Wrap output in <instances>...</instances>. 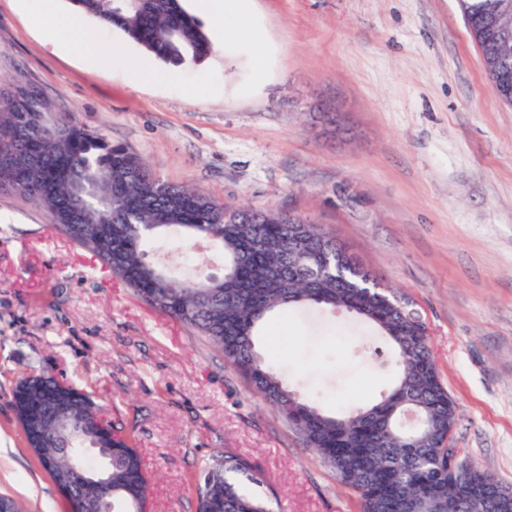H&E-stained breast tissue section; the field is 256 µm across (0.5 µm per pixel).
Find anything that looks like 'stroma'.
<instances>
[{"label": "stroma", "instance_id": "35a3bbf8", "mask_svg": "<svg viewBox=\"0 0 512 512\" xmlns=\"http://www.w3.org/2000/svg\"><path fill=\"white\" fill-rule=\"evenodd\" d=\"M256 62L212 42L176 83L134 84L49 43L0 0V89L126 147L162 179L231 206L325 225L413 302L457 407L453 445L512 486V104L480 64L458 0H253ZM44 210L0 191V494L67 512L11 408L16 379L66 372L132 429L153 512H195L192 477L230 452L273 512H360L221 352L149 308ZM268 362L324 410L378 400L394 367L350 315L271 318Z\"/></svg>", "mask_w": 512, "mask_h": 512}]
</instances>
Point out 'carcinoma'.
Masks as SVG:
<instances>
[{"label":"carcinoma","instance_id":"obj_1","mask_svg":"<svg viewBox=\"0 0 512 512\" xmlns=\"http://www.w3.org/2000/svg\"><path fill=\"white\" fill-rule=\"evenodd\" d=\"M100 23L121 30L168 65L198 62L210 50L201 23L182 0H72ZM481 64L502 100L512 103V42L491 30L512 25L496 0H459ZM36 87L20 94L17 106L0 105V189L49 212L54 229L96 258L150 308L207 338L335 473L358 493L361 512H512V488L476 464L464 476L509 493L501 505L475 497L458 504L448 467L461 460L451 447L456 407L433 359L425 323L411 316L402 297L371 284L340 263L344 247L326 231L321 263L311 268L303 255L314 227L287 224L279 211L232 208L199 189L156 176L137 155L71 117L44 121ZM192 248L208 244L224 254V274L201 268L178 274L151 258L170 236ZM346 311L384 336L396 355L397 379L377 404L338 415L322 413L305 400L257 352L255 336L265 318L284 309ZM55 391L59 407L79 417L32 410L27 399L43 388ZM12 406L27 444L57 486L69 477V462L56 457L73 449L77 463L94 465L88 449H117L105 466L112 479L111 512H134L151 501L150 479L122 424L99 425L100 406L86 390L47 372L21 377ZM51 442L37 445L30 427ZM258 483L239 456L226 453L192 479L196 512H269L246 484Z\"/></svg>","mask_w":512,"mask_h":512}]
</instances>
